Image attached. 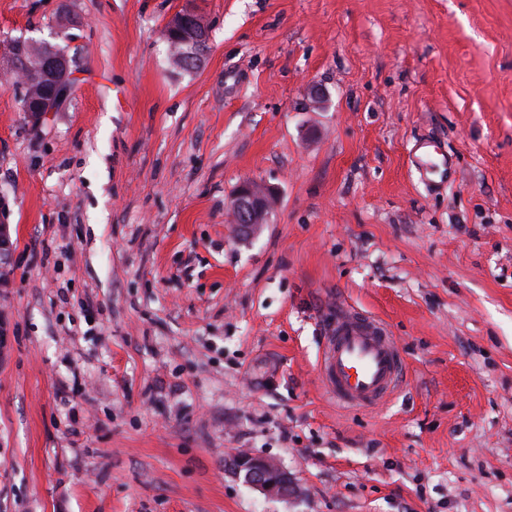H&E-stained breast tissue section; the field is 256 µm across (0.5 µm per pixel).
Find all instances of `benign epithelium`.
<instances>
[{
	"label": "benign epithelium",
	"instance_id": "obj_1",
	"mask_svg": "<svg viewBox=\"0 0 512 512\" xmlns=\"http://www.w3.org/2000/svg\"><path fill=\"white\" fill-rule=\"evenodd\" d=\"M209 34V25L195 10L175 13L167 24L166 39L172 62L185 70L198 68L203 54L198 47ZM25 62L21 72V98L28 121L37 127L61 101L72 94V69L76 55L71 47L49 42L15 40L7 46L6 64L15 70L17 59ZM275 202L273 191L256 181L241 183L231 199L234 222L247 232L268 223ZM228 469L243 483L265 496L286 498L294 491L288 472L275 460L239 452L227 462Z\"/></svg>",
	"mask_w": 512,
	"mask_h": 512
}]
</instances>
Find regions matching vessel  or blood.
Wrapping results in <instances>:
<instances>
[{
  "label": "vessel or blood",
  "mask_w": 512,
  "mask_h": 512,
  "mask_svg": "<svg viewBox=\"0 0 512 512\" xmlns=\"http://www.w3.org/2000/svg\"><path fill=\"white\" fill-rule=\"evenodd\" d=\"M405 363L385 322L356 310H337L325 330L320 372L337 406L372 410L402 387Z\"/></svg>",
  "instance_id": "obj_1"
}]
</instances>
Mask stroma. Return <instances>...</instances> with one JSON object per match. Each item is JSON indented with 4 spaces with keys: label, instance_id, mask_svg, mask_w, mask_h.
Listing matches in <instances>:
<instances>
[{
    "label": "stroma",
    "instance_id": "35a3bbf8",
    "mask_svg": "<svg viewBox=\"0 0 512 512\" xmlns=\"http://www.w3.org/2000/svg\"><path fill=\"white\" fill-rule=\"evenodd\" d=\"M63 16L40 127L0 65V512H512V0H0V42ZM340 307L402 354L383 407L325 393ZM188 20L192 22L191 26L187 25ZM209 29L196 10L185 9L175 13L168 21L166 32L172 62L185 70L197 69L204 57L198 47L206 39ZM275 202L273 191L256 181L241 183L231 199L234 222L247 232L267 224ZM226 465L234 476L265 496L287 498L294 491L288 472L273 459L239 452Z\"/></svg>",
    "mask_w": 512,
    "mask_h": 512
}]
</instances>
